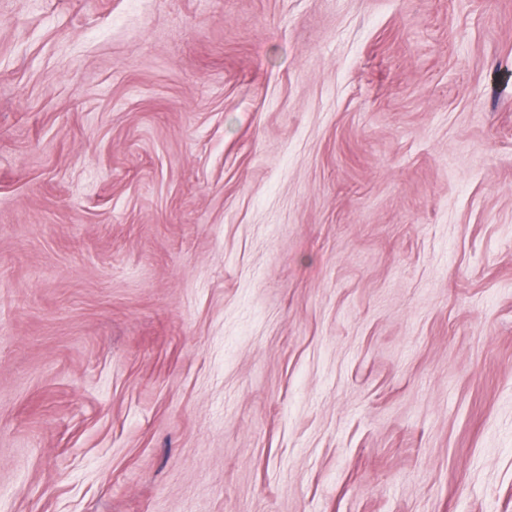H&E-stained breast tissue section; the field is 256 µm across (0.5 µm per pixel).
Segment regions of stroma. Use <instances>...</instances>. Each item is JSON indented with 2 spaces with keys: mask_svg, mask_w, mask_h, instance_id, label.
Segmentation results:
<instances>
[{
  "mask_svg": "<svg viewBox=\"0 0 512 512\" xmlns=\"http://www.w3.org/2000/svg\"><path fill=\"white\" fill-rule=\"evenodd\" d=\"M0 512H512V0H0Z\"/></svg>",
  "mask_w": 512,
  "mask_h": 512,
  "instance_id": "1",
  "label": "stroma"
}]
</instances>
